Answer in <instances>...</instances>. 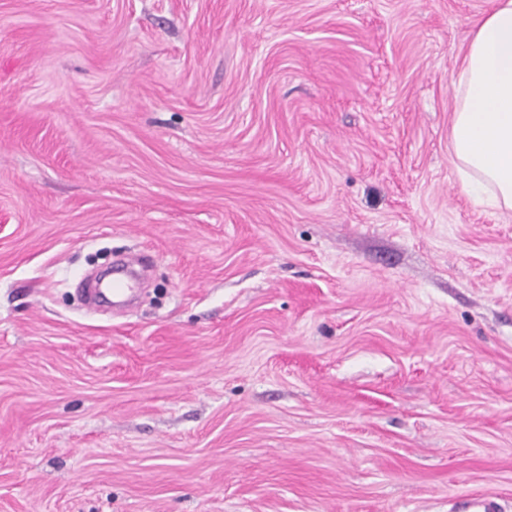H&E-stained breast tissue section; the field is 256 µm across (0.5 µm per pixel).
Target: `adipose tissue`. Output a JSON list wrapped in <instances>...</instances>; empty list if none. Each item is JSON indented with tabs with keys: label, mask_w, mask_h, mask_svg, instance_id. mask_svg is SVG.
Here are the masks:
<instances>
[{
	"label": "adipose tissue",
	"mask_w": 512,
	"mask_h": 512,
	"mask_svg": "<svg viewBox=\"0 0 512 512\" xmlns=\"http://www.w3.org/2000/svg\"><path fill=\"white\" fill-rule=\"evenodd\" d=\"M450 157L476 203L512 212V0H491L454 80Z\"/></svg>",
	"instance_id": "1"
}]
</instances>
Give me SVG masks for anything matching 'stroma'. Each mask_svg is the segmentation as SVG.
I'll use <instances>...</instances> for the list:
<instances>
[{
  "mask_svg": "<svg viewBox=\"0 0 512 512\" xmlns=\"http://www.w3.org/2000/svg\"><path fill=\"white\" fill-rule=\"evenodd\" d=\"M488 8L0 0V512H512V213L449 158Z\"/></svg>",
  "mask_w": 512,
  "mask_h": 512,
  "instance_id": "obj_1",
  "label": "stroma"
}]
</instances>
